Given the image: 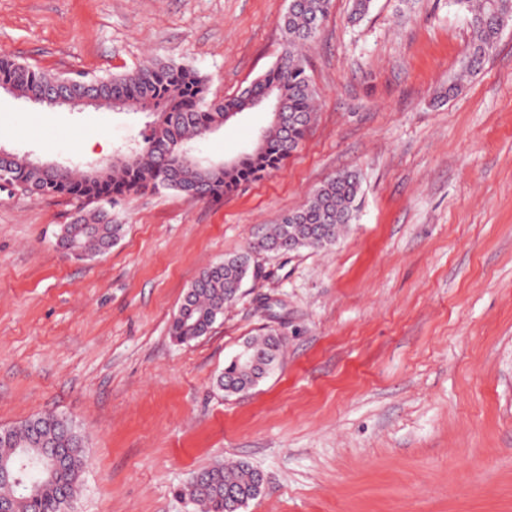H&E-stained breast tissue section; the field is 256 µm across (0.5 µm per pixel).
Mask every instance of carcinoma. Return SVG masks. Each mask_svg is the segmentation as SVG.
<instances>
[{
    "instance_id": "cac0c4a2",
    "label": "carcinoma",
    "mask_w": 512,
    "mask_h": 512,
    "mask_svg": "<svg viewBox=\"0 0 512 512\" xmlns=\"http://www.w3.org/2000/svg\"><path fill=\"white\" fill-rule=\"evenodd\" d=\"M474 32L466 68L483 66L503 29L512 20V0H456ZM332 0H290L281 19L286 50L275 69L253 80L232 98L209 95L207 80L194 68L148 59L138 67L107 76L75 79L37 70L0 57V82L28 100L90 97L96 107L137 113L144 106L154 120L140 146L124 163L90 180L88 165L63 171L36 166L24 153L13 152L0 165L38 196L63 195L77 203V216L57 238L64 250L81 258L104 255L120 238L123 225L112 218V206L131 192L173 191L194 199L219 200L224 194L280 169L298 150L315 117L317 93L306 73L301 47L311 43L328 17ZM280 98L279 114H271L263 135L229 168L200 155L199 145L224 128V114L260 107L267 94ZM361 184L357 173L340 172L312 193L303 207L284 214L262 229L243 251L206 268L191 284L171 331L175 341L188 343L207 335L224 307L234 302L243 280L258 269L262 256L288 250L326 249L336 244L358 211ZM249 360L231 359L217 376L218 389H251L279 364L283 341L272 330L248 341ZM88 463L86 437L72 421L36 414L0 438V506L7 512H61L73 500ZM257 482L256 470L242 460L216 462L195 472L183 494L199 512H228L224 491L236 489L248 500Z\"/></svg>"
}]
</instances>
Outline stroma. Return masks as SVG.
<instances>
[{"label": "stroma", "instance_id": "obj_1", "mask_svg": "<svg viewBox=\"0 0 512 512\" xmlns=\"http://www.w3.org/2000/svg\"><path fill=\"white\" fill-rule=\"evenodd\" d=\"M289 0H0V57L66 76L155 57L230 98L273 68ZM333 0L307 53L316 118L283 167L217 202L132 193L112 250L79 260L64 197L0 188V427L52 412L88 437L73 512H197L192 472L243 460L265 490L243 512H512V24L459 80L473 40L455 0ZM238 115L203 144L248 149ZM142 113L38 112L0 94V144L85 162L62 129L141 139ZM357 172L335 246L263 259L209 334L171 322L195 279ZM271 327L282 366L242 395L215 386Z\"/></svg>", "mask_w": 512, "mask_h": 512}]
</instances>
